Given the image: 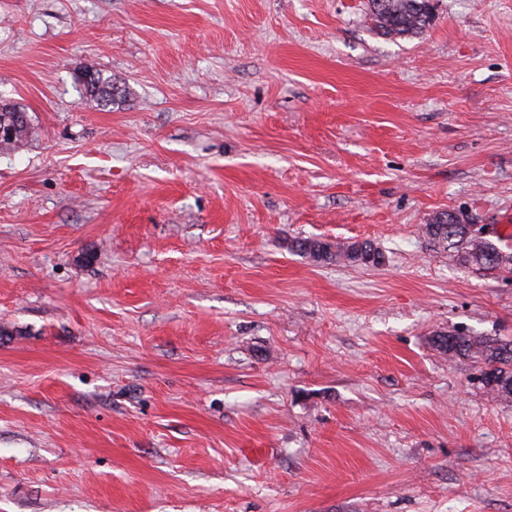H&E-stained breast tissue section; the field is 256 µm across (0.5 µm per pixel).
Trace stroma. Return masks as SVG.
I'll return each mask as SVG.
<instances>
[{
    "mask_svg": "<svg viewBox=\"0 0 512 512\" xmlns=\"http://www.w3.org/2000/svg\"><path fill=\"white\" fill-rule=\"evenodd\" d=\"M367 4L0 0V512H512V400L432 344L512 339V274L420 229L512 225V0ZM432 0H368L369 14L381 34L405 37L423 33L434 20ZM89 77L81 82L84 92L102 107L123 103L127 98L125 86L117 84L111 77H105L103 72L93 65H87ZM289 249L316 263L343 261L353 266L379 267L385 263L384 253L369 241L330 242L321 238L292 240Z\"/></svg>",
    "mask_w": 512,
    "mask_h": 512,
    "instance_id": "stroma-1",
    "label": "stroma"
}]
</instances>
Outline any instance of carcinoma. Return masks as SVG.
<instances>
[{"label":"carcinoma","mask_w":512,"mask_h":512,"mask_svg":"<svg viewBox=\"0 0 512 512\" xmlns=\"http://www.w3.org/2000/svg\"><path fill=\"white\" fill-rule=\"evenodd\" d=\"M369 14L381 34L405 37L423 33L434 20L431 0H368ZM89 77L82 82L84 92L103 107L123 103L126 87L93 65L86 66ZM422 234L436 249L452 255L461 266L489 273L512 272V259L500 257L502 248L488 238H476L466 230L459 216L442 211L422 225ZM290 250L316 263L345 262L353 266L379 267L384 253L369 241L330 242L321 238H300ZM433 346L450 358L473 360L485 391L504 399L512 398V340L471 336L455 331L439 332Z\"/></svg>","instance_id":"carcinoma-1"}]
</instances>
